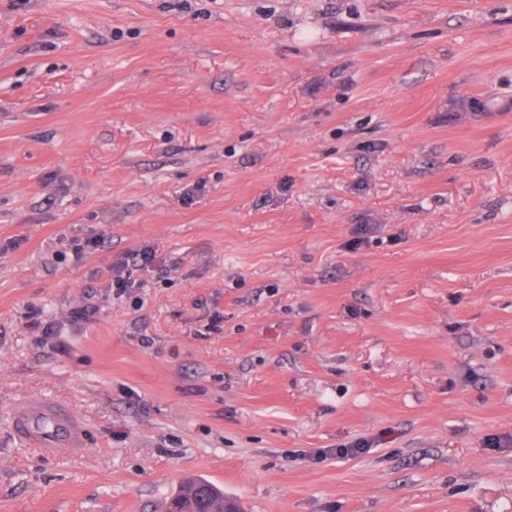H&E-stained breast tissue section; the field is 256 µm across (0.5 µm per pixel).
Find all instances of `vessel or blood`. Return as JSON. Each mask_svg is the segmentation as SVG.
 <instances>
[{
	"label": "vessel or blood",
	"instance_id": "1",
	"mask_svg": "<svg viewBox=\"0 0 512 512\" xmlns=\"http://www.w3.org/2000/svg\"><path fill=\"white\" fill-rule=\"evenodd\" d=\"M12 429L27 446L51 456L84 450V426L79 417L40 396L28 397L17 404Z\"/></svg>",
	"mask_w": 512,
	"mask_h": 512
}]
</instances>
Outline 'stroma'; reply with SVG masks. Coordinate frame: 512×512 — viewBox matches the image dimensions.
<instances>
[{
	"instance_id": "obj_1",
	"label": "stroma",
	"mask_w": 512,
	"mask_h": 512,
	"mask_svg": "<svg viewBox=\"0 0 512 512\" xmlns=\"http://www.w3.org/2000/svg\"><path fill=\"white\" fill-rule=\"evenodd\" d=\"M511 435L512 0H0V512H512ZM12 429L31 448L50 456L85 451L84 426L77 415L42 396H31L17 404ZM369 440H359L349 445H344L343 448H336V450L331 452V450H318L313 453H309L305 455V458L314 462H321L327 458L328 455H336V457H348L353 456L359 453L364 452L368 447H370ZM190 494L195 499V508L198 512H233L234 509L231 507L226 506L224 508V504H228V502L234 505L235 512H240L234 501L224 497L223 490L214 484L195 478L184 482L179 492L170 500L167 512H171L170 509L180 512L179 508L182 500H184V503L188 502Z\"/></svg>"
}]
</instances>
